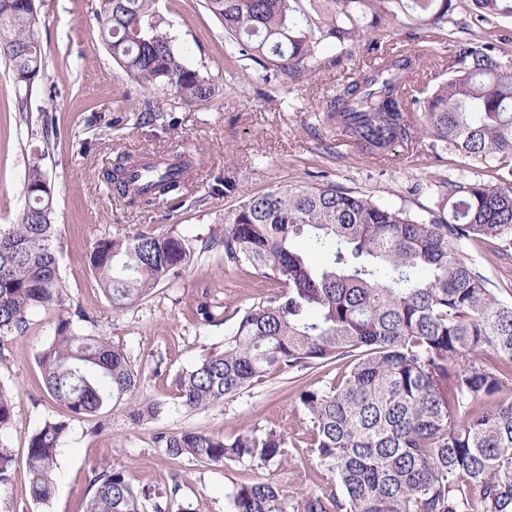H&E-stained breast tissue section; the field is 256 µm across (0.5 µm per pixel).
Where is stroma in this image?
Returning a JSON list of instances; mask_svg holds the SVG:
<instances>
[{"mask_svg": "<svg viewBox=\"0 0 512 512\" xmlns=\"http://www.w3.org/2000/svg\"><path fill=\"white\" fill-rule=\"evenodd\" d=\"M37 37L44 70L28 97H20L11 74L0 61V224L17 223L25 206L22 186L30 165L46 173L53 190V222L59 273L66 287L63 308L37 309L24 333L0 347V386L14 395L11 424L0 444L15 456L8 483L0 485V512H83L86 492L98 466L125 469L134 484L155 485L178 475L181 497L200 512H227L226 495L242 471H227L189 457L169 459L157 448L158 433L199 429L231 436L240 429L269 425L300 432L304 415L296 394L323 377V369L270 373L260 385L224 402L194 412L175 397L174 377L207 352L222 348L232 323L199 324L194 309L203 297L231 308H243L272 290L270 281L245 265L224 264L213 253L201 255L186 271L160 283L148 296L112 310L92 277L87 256L96 240L131 235L147 228L187 237L208 236L221 228L224 214L245 196L295 183H314L316 176L344 189L412 214L434 207L437 184L457 178L462 159L452 150L440 155L393 151L386 162L369 160L337 143L315 106L348 73L368 59L365 49L347 53L330 41L316 50L312 75L282 91L275 78L245 59L228 62L220 22L205 0H157L175 47L192 68L211 74L221 86L216 98L194 111L171 110L170 126L142 123L143 96L130 86L105 48L94 18L96 0H35ZM470 0H453L447 30L422 32L411 39L399 26L376 33L381 49L424 47L428 67L414 93L432 89L448 75L452 53L449 32L458 37L479 32ZM54 117L44 130L43 113ZM101 125H94V118ZM192 151L197 169L186 183L181 203L155 208L130 206L113 197L98 173L116 157L143 152ZM223 173L237 190L208 197L212 174ZM464 255L490 281L496 295L512 303V240L464 241ZM83 310L96 326L79 323L123 347L135 367H147L145 389L163 401L152 422L137 425L120 408L104 407L98 415L68 420L58 456L57 487L47 504L28 493L26 448L29 436L46 420L63 417L62 409L38 385L40 353L52 342L60 318ZM310 463L299 456L285 467L255 470L254 475L287 482L295 497L321 494L308 475Z\"/></svg>", "mask_w": 512, "mask_h": 512, "instance_id": "1", "label": "stroma"}]
</instances>
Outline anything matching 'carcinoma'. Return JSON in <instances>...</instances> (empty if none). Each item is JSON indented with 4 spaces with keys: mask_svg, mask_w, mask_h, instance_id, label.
Listing matches in <instances>:
<instances>
[{
    "mask_svg": "<svg viewBox=\"0 0 512 512\" xmlns=\"http://www.w3.org/2000/svg\"><path fill=\"white\" fill-rule=\"evenodd\" d=\"M156 0H98L101 40L127 78L148 94L191 110L216 95L214 78L189 67L156 14ZM239 57L283 87L313 71L315 48L330 40L355 48L370 28L390 29L405 15L442 30L451 0H205ZM482 20L511 19L512 0H472ZM34 0H0V58L27 93L40 80ZM512 42L494 30L453 45L449 76L426 96L409 92L427 69L422 49L377 52L373 62L324 96L316 111L358 155L384 161L398 147L452 149L486 164L495 180L461 175L440 182L437 208L413 215L333 184H290L249 197L224 213V231L195 241L142 231L99 239L89 268L113 310L181 274L198 254L222 253L277 283L268 295L221 316L200 301L207 325L234 320L224 348L174 378L188 411L224 404L273 371L337 363L336 376L300 390L306 448L284 430L246 428L232 437L208 431L160 433L171 459L192 457L243 471L280 465L303 451L315 461L320 496L292 498L264 479L237 483L228 512H512V305L460 251L463 240L512 236ZM195 168L192 152L120 159L102 171L129 206L182 197ZM26 207L0 225V345L23 333L38 308L63 307L52 224L53 194L42 169L28 168ZM306 236L311 254L293 240ZM40 386L70 417L125 405L134 424L154 420L162 403L144 392L143 371L123 348L60 318L40 356ZM13 395L0 386V431ZM65 420L29 437V495L55 493ZM14 457L0 448V483ZM179 482L137 486L105 467L90 483L85 512H194L177 503Z\"/></svg>",
    "mask_w": 512,
    "mask_h": 512,
    "instance_id": "obj_1",
    "label": "carcinoma"
}]
</instances>
